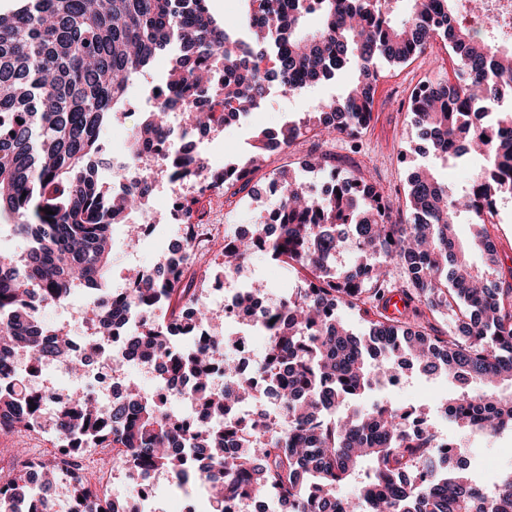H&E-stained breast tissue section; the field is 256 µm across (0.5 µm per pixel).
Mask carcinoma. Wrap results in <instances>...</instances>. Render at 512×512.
Here are the masks:
<instances>
[{
	"label": "carcinoma",
	"instance_id": "obj_1",
	"mask_svg": "<svg viewBox=\"0 0 512 512\" xmlns=\"http://www.w3.org/2000/svg\"><path fill=\"white\" fill-rule=\"evenodd\" d=\"M22 2L0 10V232L25 245L20 254L0 249V430L21 435L35 427L39 396L13 371L15 349L35 360L62 359L77 379L112 338L117 302L139 315L132 348L163 355L169 370L195 378L212 423L198 427L181 418L160 372L150 397L135 387L113 403L70 395L52 416L58 444L78 438L90 448H111L121 469L165 472L178 488L204 477L211 512H224L226 499H253L268 488L288 512H512V472L490 492L465 457L435 455L437 434L408 427L424 409L387 401L335 415L347 400L388 386L403 354L425 373L478 384L443 402L448 422L467 433L512 432V397L491 388L512 382V282H491L473 270L455 238V226L468 221L496 263L486 225L497 212L484 202L512 197V106L505 105L512 101V67H495L483 30L458 23L456 0H242L245 35L220 24L207 0ZM437 40L460 60L464 78L419 86L409 110L423 151L486 161L475 194L419 167L407 174L401 202L388 209L363 175L339 178L340 195L325 198L299 182L291 166L279 167L272 172L282 187L277 236L260 224L224 235V252L202 275L184 267L177 252L189 244L179 245L169 263L137 273L126 297L112 301L106 284L113 226L143 204L152 186L142 180L116 196L103 187L93 157L131 81L157 57L169 56L170 98L135 126L131 149L175 140L173 164L208 182L213 168L193 152L189 136L170 133L164 109L182 105L203 132L258 108L272 82L288 94L354 70L355 85L344 97L258 133L252 155L224 164V193L249 196L267 153H286L310 134L332 139L366 130L380 65L408 64ZM219 64L220 113L196 106ZM301 166L334 173L336 156L306 158ZM204 199L201 193L184 204L185 229L203 223ZM347 243L361 261L340 271L336 258ZM257 250L306 271L301 287L259 315L267 334L259 367L279 370L276 396L288 418L280 429L256 407L247 417L228 416L253 400L250 385L212 388V357L235 341L222 334L180 338L187 320H218L202 304L206 280L232 275ZM374 254L384 260L368 262ZM263 289L258 283L242 294L243 317L253 316L251 302ZM395 291L408 309L402 317L387 315ZM78 294L88 300L98 336L93 354L82 357L69 353L68 334L43 317L46 307ZM341 308L362 331L337 316ZM227 447L235 453L225 454ZM15 459L0 468V503L33 512L37 501L49 512L57 481L44 467L30 469L24 449ZM73 501V512H138L136 501L109 504L79 480Z\"/></svg>",
	"mask_w": 512,
	"mask_h": 512
}]
</instances>
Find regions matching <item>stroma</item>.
<instances>
[{"instance_id":"obj_1","label":"stroma","mask_w":512,"mask_h":512,"mask_svg":"<svg viewBox=\"0 0 512 512\" xmlns=\"http://www.w3.org/2000/svg\"><path fill=\"white\" fill-rule=\"evenodd\" d=\"M458 59L443 43L437 42L410 66L388 69L377 82L373 120L366 132L356 137L337 136L336 140L320 145L305 140L290 148L288 154L274 155L266 161L262 174L256 175L259 184H266V175L286 161L307 156L312 148L334 153L337 171H372L381 187L392 190L402 184L411 166L424 164L434 167L437 174L449 185L460 182L463 165H445L438 159L408 153L407 147L416 137V129L408 112V95L423 79L454 80ZM355 74L350 70L337 73L326 83L312 86L301 93L281 95L277 87H269L261 107L250 112L248 117L224 129L211 132L201 140L208 147V159L213 166H220L225 159L250 153L256 132L282 125L289 120L305 117L326 99L344 96L349 90ZM496 245L498 262L491 269L496 280L512 278V204L500 206L497 223L490 228ZM177 235L176 230L157 228L155 232L139 242L135 252L129 253L115 248L112 256L113 281L132 279L139 271L157 265L168 252L169 245ZM243 279L256 278L267 287L269 297L280 298L285 289L295 287L298 279L282 263L274 261L266 252H255L245 264ZM456 391L447 377L427 375L416 371L409 377L405 387L384 388L369 393L366 403L392 401L425 410L424 424L449 440H456L458 432L446 420L441 419L438 409L442 401Z\"/></svg>"}]
</instances>
